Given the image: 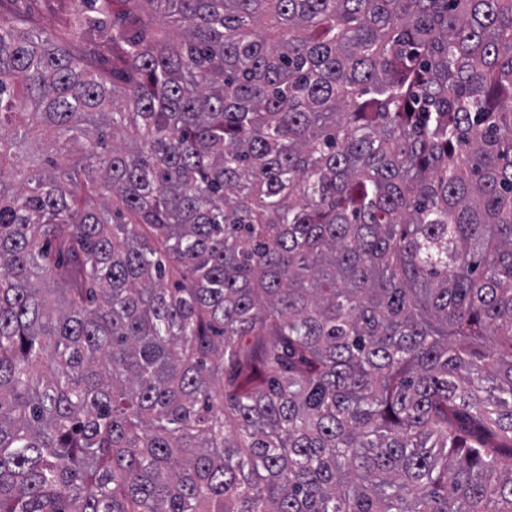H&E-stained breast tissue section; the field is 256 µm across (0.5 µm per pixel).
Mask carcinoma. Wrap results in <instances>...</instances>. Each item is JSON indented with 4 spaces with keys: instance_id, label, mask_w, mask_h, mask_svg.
Wrapping results in <instances>:
<instances>
[{
    "instance_id": "cac0c4a2",
    "label": "carcinoma",
    "mask_w": 512,
    "mask_h": 512,
    "mask_svg": "<svg viewBox=\"0 0 512 512\" xmlns=\"http://www.w3.org/2000/svg\"><path fill=\"white\" fill-rule=\"evenodd\" d=\"M0 512H512V0L1 18Z\"/></svg>"
}]
</instances>
